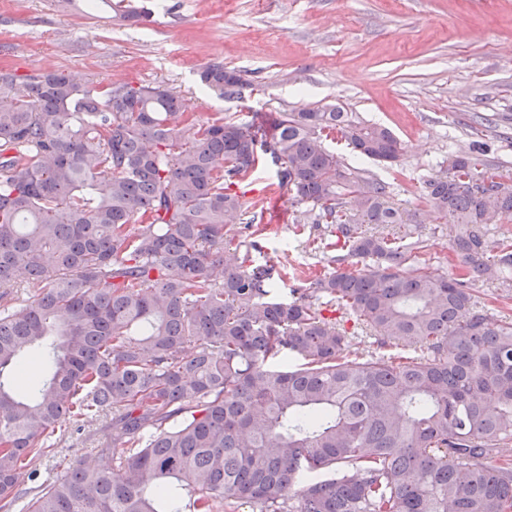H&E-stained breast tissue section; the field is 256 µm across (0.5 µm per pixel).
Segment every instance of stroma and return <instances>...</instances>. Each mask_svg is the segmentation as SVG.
<instances>
[{"instance_id": "35a3bbf8", "label": "stroma", "mask_w": 512, "mask_h": 512, "mask_svg": "<svg viewBox=\"0 0 512 512\" xmlns=\"http://www.w3.org/2000/svg\"><path fill=\"white\" fill-rule=\"evenodd\" d=\"M149 20L115 19L107 4L83 0H0V70L62 69L102 87L132 82L176 91L184 109L207 120L262 121L278 112L338 103L360 119L389 127L404 155L389 168L358 158L343 140L329 147L346 163L389 183L396 203L418 215L432 271L450 275L448 226L423 197V182L449 153L490 146L487 160L512 170V0H133ZM211 63L240 71V97L206 91ZM497 119L488 128L486 117ZM247 204L264 220L236 224L255 239L253 263L273 269L281 295L320 271L308 241L324 227L294 222L295 208L276 168L261 164L245 182ZM103 423L61 419L53 447L23 473L63 474L69 461L94 460L108 446Z\"/></svg>"}]
</instances>
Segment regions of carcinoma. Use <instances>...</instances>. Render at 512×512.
Here are the masks:
<instances>
[{
  "label": "carcinoma",
  "mask_w": 512,
  "mask_h": 512,
  "mask_svg": "<svg viewBox=\"0 0 512 512\" xmlns=\"http://www.w3.org/2000/svg\"><path fill=\"white\" fill-rule=\"evenodd\" d=\"M241 94L234 69L200 73ZM394 165L387 127L337 104L255 122L201 120L163 85L100 90L60 70L0 72V509L15 512H512V322L470 283L512 297V173L474 145L423 182L449 223L455 273L430 271L389 185L325 144ZM324 224L332 270L280 299L229 225L264 156ZM138 224L137 231L129 226ZM38 289L9 304L15 275ZM352 310L365 358L336 320ZM111 417L91 464L20 488L61 417ZM477 302L494 318L512 321V297L507 303L500 300L503 288H494L490 282H475L472 286ZM336 318L349 336H353V348L365 358L377 352V337L362 331L357 316L350 310H337Z\"/></svg>",
  "instance_id": "carcinoma-1"
}]
</instances>
